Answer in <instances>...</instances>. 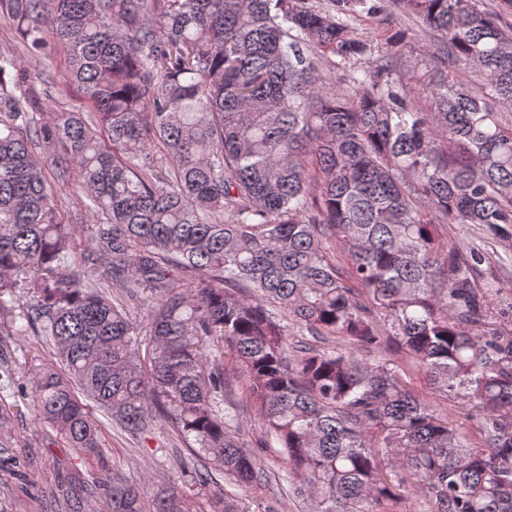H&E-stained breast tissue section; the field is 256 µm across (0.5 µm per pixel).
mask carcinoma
<instances>
[{
	"mask_svg": "<svg viewBox=\"0 0 512 512\" xmlns=\"http://www.w3.org/2000/svg\"><path fill=\"white\" fill-rule=\"evenodd\" d=\"M500 2L0 0L27 51L69 47L92 106L38 118L23 104L31 75L0 52V335L21 320L53 348L57 366L25 362L32 401L79 461L37 508L191 512L165 487L146 508L112 472L93 403L132 435L163 423L201 485L266 487L224 397L227 351L314 512H401V472L431 512H512V331L493 327L486 254L445 234L512 243ZM399 11L440 63L424 97L406 82L404 35L358 29ZM41 144L60 145L51 177ZM73 173L85 225L61 215ZM144 305L145 367L131 315ZM378 316L483 420L484 446L378 356Z\"/></svg>",
	"mask_w": 512,
	"mask_h": 512,
	"instance_id": "cac0c4a2",
	"label": "carcinoma"
}]
</instances>
